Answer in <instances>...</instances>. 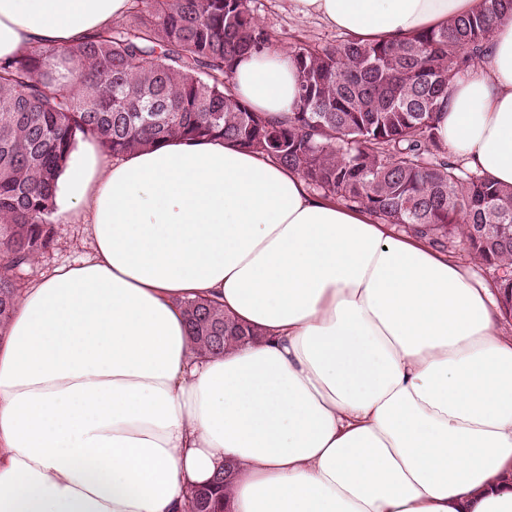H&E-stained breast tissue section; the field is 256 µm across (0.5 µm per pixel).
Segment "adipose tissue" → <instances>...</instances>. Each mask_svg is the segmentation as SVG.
I'll list each match as a JSON object with an SVG mask.
<instances>
[{"instance_id":"obj_1","label":"adipose tissue","mask_w":512,"mask_h":512,"mask_svg":"<svg viewBox=\"0 0 512 512\" xmlns=\"http://www.w3.org/2000/svg\"><path fill=\"white\" fill-rule=\"evenodd\" d=\"M482 4L288 0L364 41ZM129 7L0 0V58ZM232 91L286 116L294 65L246 56ZM438 133L512 186V14L455 78ZM55 194L90 252L24 288L0 336V512H184L228 463V512H512V338L494 285L221 140L113 158L84 139ZM195 297L256 339L198 356Z\"/></svg>"}]
</instances>
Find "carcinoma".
Listing matches in <instances>:
<instances>
[{
    "mask_svg": "<svg viewBox=\"0 0 512 512\" xmlns=\"http://www.w3.org/2000/svg\"><path fill=\"white\" fill-rule=\"evenodd\" d=\"M512 0L400 41L300 42L294 112L273 119L231 93L237 61L275 46L248 0H132L125 19L68 46L0 59V334L16 269L55 243L54 183L78 140L116 157L172 139H219L298 172L324 197L400 225L443 250L461 237L479 260L512 265V187L467 172L436 134L462 68L485 56ZM84 90H58L56 60ZM198 348L250 333L206 300L187 302ZM232 467L193 489L187 512H224Z\"/></svg>",
    "mask_w": 512,
    "mask_h": 512,
    "instance_id": "carcinoma-1",
    "label": "carcinoma"
}]
</instances>
